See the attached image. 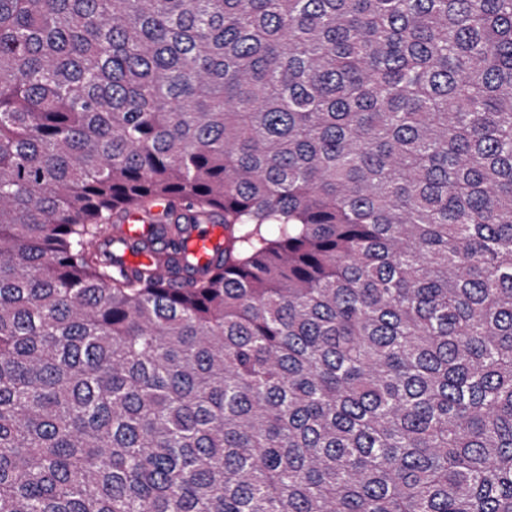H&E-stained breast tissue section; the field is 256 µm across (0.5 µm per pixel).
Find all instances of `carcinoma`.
Here are the masks:
<instances>
[{
    "label": "carcinoma",
    "mask_w": 512,
    "mask_h": 512,
    "mask_svg": "<svg viewBox=\"0 0 512 512\" xmlns=\"http://www.w3.org/2000/svg\"><path fill=\"white\" fill-rule=\"evenodd\" d=\"M0 512H512V0H0ZM160 206H149L147 209L136 211L126 218L122 226V237L126 248L121 256L125 264L129 266L148 264L151 261V254L137 252L132 249L136 242L153 240L161 236L164 224H156L160 221ZM223 236L222 226L215 224H188L183 234L184 248L181 262L188 268H199L213 257L215 248Z\"/></svg>",
    "instance_id": "cac0c4a2"
}]
</instances>
